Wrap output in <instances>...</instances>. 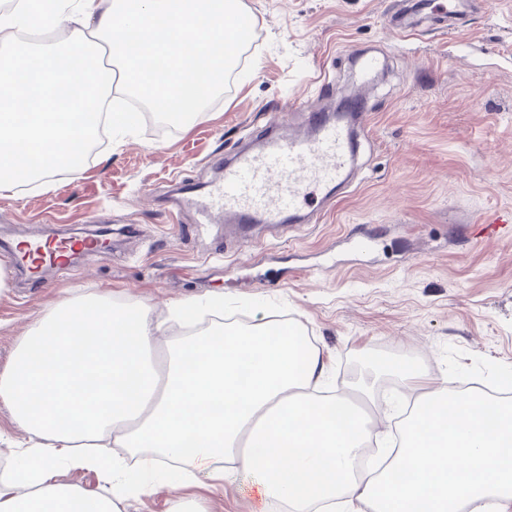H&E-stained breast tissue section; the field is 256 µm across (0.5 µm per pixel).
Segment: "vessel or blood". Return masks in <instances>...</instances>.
Listing matches in <instances>:
<instances>
[{"instance_id": "obj_1", "label": "vessel or blood", "mask_w": 512, "mask_h": 512, "mask_svg": "<svg viewBox=\"0 0 512 512\" xmlns=\"http://www.w3.org/2000/svg\"><path fill=\"white\" fill-rule=\"evenodd\" d=\"M311 131L302 135H268L260 147L240 151L225 162L222 176L205 191L184 186L186 202L194 206L200 223L212 224L232 216L238 226L280 227L302 223L312 199L332 196L344 185L352 164L353 144L347 125L310 117ZM96 237L32 238L23 252H0L12 267L38 270L65 268L71 256L99 253Z\"/></svg>"}]
</instances>
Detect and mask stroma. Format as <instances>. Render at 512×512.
<instances>
[{
	"mask_svg": "<svg viewBox=\"0 0 512 512\" xmlns=\"http://www.w3.org/2000/svg\"><path fill=\"white\" fill-rule=\"evenodd\" d=\"M256 20L252 41L222 89L190 123L161 132L148 120L112 129L78 172L0 193V241L91 230L107 219L112 249L51 270L46 283L0 269V369L52 304L110 293L153 307L224 297L225 318L298 321L330 359L329 385L349 391L373 378L386 400L373 426L391 443L405 406L386 393L392 375L371 377V354L412 359L431 386L481 380L498 389L512 374V0L472 6L455 30L443 11L412 12L411 0H243ZM379 58L383 77L364 95L351 182L333 202H314L312 223L256 227L267 249L246 247L224 227L199 229L178 206L179 183L209 184L213 161L230 157L271 121L307 132L358 84L355 54ZM173 468L148 475L152 489L125 512H167ZM238 473L223 487L185 493L209 512H279L260 505Z\"/></svg>",
	"mask_w": 512,
	"mask_h": 512,
	"instance_id": "obj_1",
	"label": "stroma"
}]
</instances>
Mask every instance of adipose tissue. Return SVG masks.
Instances as JSON below:
<instances>
[{
	"mask_svg": "<svg viewBox=\"0 0 512 512\" xmlns=\"http://www.w3.org/2000/svg\"><path fill=\"white\" fill-rule=\"evenodd\" d=\"M242 0H69L54 19L63 43L0 63V191L74 170L110 92L155 98L171 118H196L236 65ZM107 45L120 73L100 70ZM148 304L88 295L58 301L0 371V403L34 436L0 477V512H121L148 490L159 458L198 476L249 475L260 503L288 512H512V403L478 391L422 390L427 372L397 376L413 395L403 445L383 475L359 474L367 428L331 395L318 349L297 361L302 326L220 328L155 362L161 324ZM103 473L101 492L56 483L61 461Z\"/></svg>",
	"mask_w": 512,
	"mask_h": 512,
	"instance_id": "1",
	"label": "adipose tissue"
}]
</instances>
